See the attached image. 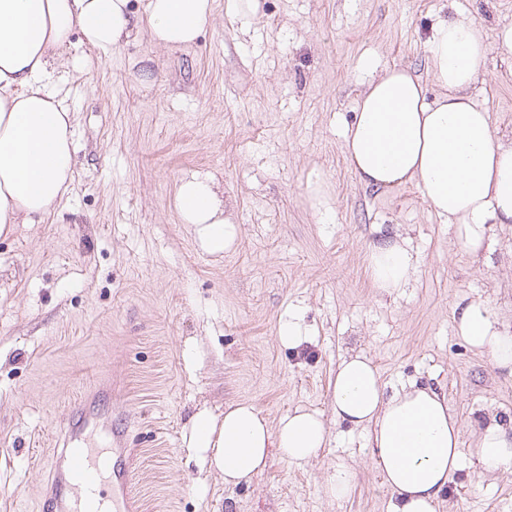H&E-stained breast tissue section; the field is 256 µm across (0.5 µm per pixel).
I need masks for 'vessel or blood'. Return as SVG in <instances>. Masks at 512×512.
Here are the masks:
<instances>
[{"label": "vessel or blood", "instance_id": "1", "mask_svg": "<svg viewBox=\"0 0 512 512\" xmlns=\"http://www.w3.org/2000/svg\"><path fill=\"white\" fill-rule=\"evenodd\" d=\"M55 490L46 504L51 512H95L91 501L81 500L80 490L97 492L111 486L115 512H129L128 473L116 469L110 450L85 443L75 423H67L58 448L52 451Z\"/></svg>", "mask_w": 512, "mask_h": 512}]
</instances>
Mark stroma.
Wrapping results in <instances>:
<instances>
[{
	"mask_svg": "<svg viewBox=\"0 0 512 512\" xmlns=\"http://www.w3.org/2000/svg\"><path fill=\"white\" fill-rule=\"evenodd\" d=\"M477 20L487 40L512 26L504 0H260L256 16L214 0L189 48L146 36L104 55L72 33L52 82L76 117V166L64 209L0 235V512H41L47 454L69 417L92 410L94 448L125 465L135 512H390L392 492L365 432L331 421L304 464L272 455L225 486L187 440L192 416L237 401L270 421L298 407L332 413L337 364L363 354L387 392L416 382L448 402L470 445L477 427L512 421V375L455 334L462 296L489 299L512 329V224L492 251L460 253L408 183L358 184L343 149L375 72L421 77L441 93L425 43L440 19ZM469 90L512 143V57L489 53ZM213 178L238 235L202 251L174 207L178 182ZM322 177L327 214L307 203ZM409 239L418 274L372 288L374 228ZM297 315L305 341L277 339ZM348 495L324 485L337 460ZM436 512H512V470L464 458Z\"/></svg>",
	"mask_w": 512,
	"mask_h": 512,
	"instance_id": "stroma-1",
	"label": "stroma"
}]
</instances>
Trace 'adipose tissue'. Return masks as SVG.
Returning <instances> with one entry per match:
<instances>
[{
  "label": "adipose tissue",
  "instance_id": "obj_1",
  "mask_svg": "<svg viewBox=\"0 0 512 512\" xmlns=\"http://www.w3.org/2000/svg\"><path fill=\"white\" fill-rule=\"evenodd\" d=\"M213 0H149L146 20L128 0H0V233L62 209L75 171L74 115L47 84L56 51L73 32L102 53L145 31L167 48L192 45ZM512 56V27L495 43L478 21L441 22L426 42L429 72L443 95L428 101L421 79L404 68L384 70L361 93L344 148L359 183L388 191L416 183L429 206L451 223L458 250L490 251L491 230L512 224V145L496 136L488 110L468 95L490 52ZM181 223L192 225L202 250L221 254L237 237L232 211L211 180H181L174 198ZM374 288L391 295L408 287L417 261L403 233L379 232L367 245ZM455 332L495 368L512 373V331L482 298L459 303ZM337 422L367 435L375 467L395 502L392 512H436L442 490L464 457L487 470L512 468V434L492 420L461 446V426L445 398L415 383L386 395L371 360L344 358L332 381ZM329 430L321 412L298 408L277 424L239 401L223 415L198 412L193 447L213 449L224 482L260 474L271 452L293 463L316 458Z\"/></svg>",
  "mask_w": 512,
  "mask_h": 512
}]
</instances>
